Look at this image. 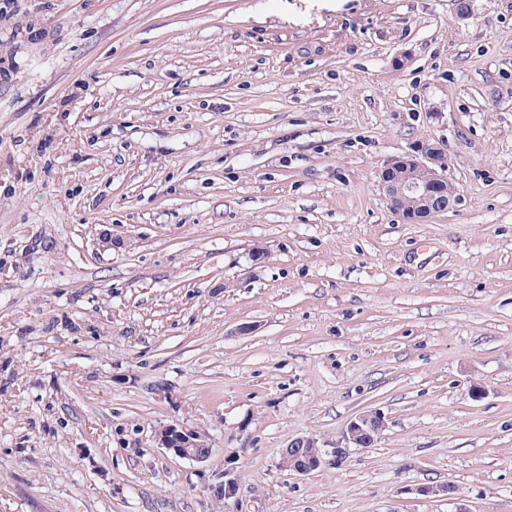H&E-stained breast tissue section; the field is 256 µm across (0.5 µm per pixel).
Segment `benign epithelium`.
<instances>
[{
  "instance_id": "1",
  "label": "benign epithelium",
  "mask_w": 512,
  "mask_h": 512,
  "mask_svg": "<svg viewBox=\"0 0 512 512\" xmlns=\"http://www.w3.org/2000/svg\"><path fill=\"white\" fill-rule=\"evenodd\" d=\"M448 153L445 145L431 139L413 144L410 151L386 164L380 178L391 208L410 223L433 218L458 199V189L447 178ZM387 427L385 416L378 410L355 416L345 432L331 447L313 436L292 439L281 450V464L298 475H309L323 465L339 464L350 448H370ZM158 447L194 462L206 461L211 445L201 435L177 427L160 429L156 434ZM238 475L231 468L211 486L213 492L230 499L238 490Z\"/></svg>"
}]
</instances>
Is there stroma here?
I'll return each instance as SVG.
<instances>
[{
    "instance_id": "stroma-1",
    "label": "stroma",
    "mask_w": 512,
    "mask_h": 512,
    "mask_svg": "<svg viewBox=\"0 0 512 512\" xmlns=\"http://www.w3.org/2000/svg\"><path fill=\"white\" fill-rule=\"evenodd\" d=\"M18 5L0 512H512V0ZM426 137L459 199L408 224L379 172ZM386 427L387 421L380 411H364L348 423L341 438L330 448L313 436L292 439L281 450V464L298 475H309L323 465L342 463L348 448L374 446ZM156 441L159 448L194 462H204L212 453L211 445L201 435L182 428H162L156 434Z\"/></svg>"
}]
</instances>
